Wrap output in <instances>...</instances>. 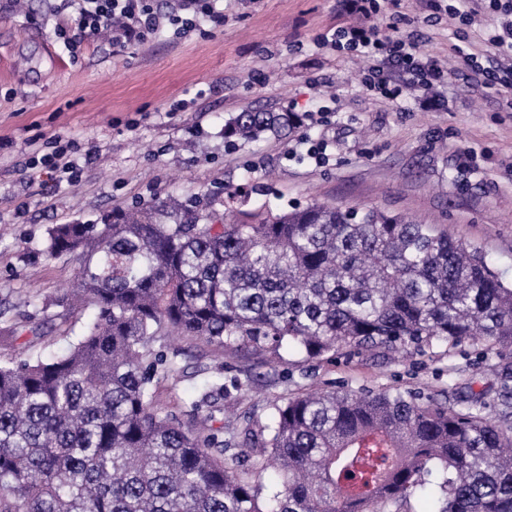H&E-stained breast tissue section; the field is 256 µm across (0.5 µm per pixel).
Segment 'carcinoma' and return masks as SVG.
Instances as JSON below:
<instances>
[{
	"mask_svg": "<svg viewBox=\"0 0 512 512\" xmlns=\"http://www.w3.org/2000/svg\"><path fill=\"white\" fill-rule=\"evenodd\" d=\"M292 112L244 110L224 137L280 136ZM80 274L53 302L94 311L69 348L0 362V512H512V284L482 247L379 209L194 211L176 199L57 224L47 255ZM173 333L226 352L304 361L483 345L500 362L499 418L481 393L454 405L412 391L298 393L245 444L281 482L262 497L219 433L155 406L180 374ZM216 371L188 403L212 412Z\"/></svg>",
	"mask_w": 512,
	"mask_h": 512,
	"instance_id": "cac0c4a2",
	"label": "carcinoma"
}]
</instances>
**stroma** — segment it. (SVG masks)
Wrapping results in <instances>:
<instances>
[{
  "label": "stroma",
  "instance_id": "obj_1",
  "mask_svg": "<svg viewBox=\"0 0 512 512\" xmlns=\"http://www.w3.org/2000/svg\"><path fill=\"white\" fill-rule=\"evenodd\" d=\"M224 20L179 30L164 27L121 51L85 44L72 57L55 33L47 0L0 13V318L23 325L0 342V360L59 352L80 335L91 310L42 313L77 278L70 256L47 259L56 224L103 223L113 209L169 196L205 207L233 196L242 210L314 202L405 213L483 247L512 282V112L449 79L448 108L419 91L391 105L362 84V59L319 45L336 0H221ZM429 33L421 50L461 66L451 47L474 44L473 28L452 34L446 15L421 10L400 32ZM245 109L299 112L285 137L224 141V122ZM62 134L93 151L81 179L46 193L27 169L31 144ZM182 373L161 382L156 406L189 421L186 402L200 394L215 365L246 385L225 397L212 429H259L273 404L307 389L411 390L445 399L453 377L485 390L496 413L497 357L475 346L451 352L377 357L338 352L329 361L270 362L225 353L200 341L168 343Z\"/></svg>",
  "mask_w": 512,
  "mask_h": 512
}]
</instances>
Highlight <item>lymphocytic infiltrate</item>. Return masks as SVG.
<instances>
[{
    "label": "lymphocytic infiltrate",
    "instance_id": "lymphocytic-infiltrate-1",
    "mask_svg": "<svg viewBox=\"0 0 512 512\" xmlns=\"http://www.w3.org/2000/svg\"><path fill=\"white\" fill-rule=\"evenodd\" d=\"M339 23L328 27L318 41L323 45L342 47L359 53L367 61L364 84L378 98L397 102L407 87L434 93L436 108L444 109L448 100L438 89L451 75L447 64L438 57L420 52V37L404 35L395 39L380 38L376 18L390 25L406 20V0H336ZM426 8L445 12L449 20L471 26L492 13L496 24L482 39L481 49L458 48L464 69L461 81L471 88L492 90L498 101L512 109V0H422ZM56 13L67 15L68 25L57 32L70 51L84 42L98 41L109 35V44L125 48L127 41H146L167 25H190L192 17L223 21L216 0H177L176 8L157 13L153 0H59ZM45 151L32 155L28 164L47 175L54 184L74 182L81 167L73 158L76 145L62 135L50 137Z\"/></svg>",
    "mask_w": 512,
    "mask_h": 512
}]
</instances>
